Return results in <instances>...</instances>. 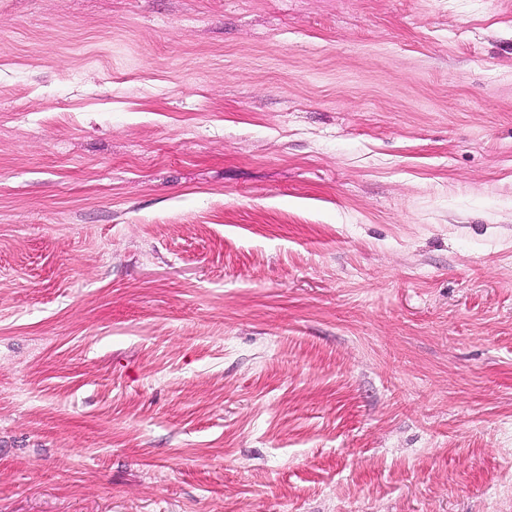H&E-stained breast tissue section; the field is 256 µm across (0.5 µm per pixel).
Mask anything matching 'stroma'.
Returning <instances> with one entry per match:
<instances>
[{
	"instance_id": "stroma-1",
	"label": "stroma",
	"mask_w": 512,
	"mask_h": 512,
	"mask_svg": "<svg viewBox=\"0 0 512 512\" xmlns=\"http://www.w3.org/2000/svg\"><path fill=\"white\" fill-rule=\"evenodd\" d=\"M0 512H512V0H0Z\"/></svg>"
}]
</instances>
